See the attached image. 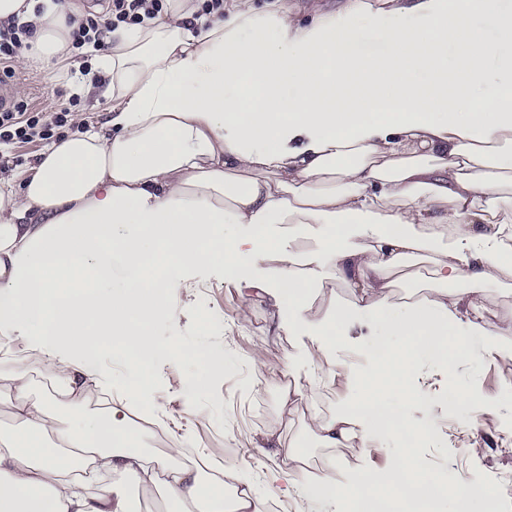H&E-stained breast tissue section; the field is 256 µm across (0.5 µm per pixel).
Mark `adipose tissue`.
<instances>
[{"mask_svg":"<svg viewBox=\"0 0 512 512\" xmlns=\"http://www.w3.org/2000/svg\"><path fill=\"white\" fill-rule=\"evenodd\" d=\"M0 0V21H33L24 61L71 55L78 0ZM190 0L113 33L93 65L109 78L106 121L38 156L21 184L0 178V356L24 339L54 381L31 395L24 374L0 373L16 424L0 435V512H133L129 488L162 487L183 512H261L252 478L232 467L204 490L179 464L128 443L126 407L71 422L57 397L80 403L92 355H160L150 318L173 298L182 268H235L274 257L271 279L244 286L289 304L288 330L311 336L329 362L371 324L400 336L368 367L369 397L342 401L308 430L322 448L368 444L381 428L416 432L399 407L422 360L450 362L486 335L487 285H512V8L503 0H352L347 12L303 21L251 0L229 18L189 25ZM481 25H474V18ZM496 32L486 39L484 29ZM235 233H227V225ZM318 250L299 258L298 238ZM416 256L427 287L395 296L394 273ZM126 285L104 292L115 265ZM351 296L319 314L307 286L320 266ZM289 485L315 512H438L442 487L406 454L376 478L304 474Z\"/></svg>","mask_w":512,"mask_h":512,"instance_id":"adipose-tissue-1","label":"adipose tissue"}]
</instances>
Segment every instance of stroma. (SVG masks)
<instances>
[{
    "instance_id": "stroma-1",
    "label": "stroma",
    "mask_w": 512,
    "mask_h": 512,
    "mask_svg": "<svg viewBox=\"0 0 512 512\" xmlns=\"http://www.w3.org/2000/svg\"><path fill=\"white\" fill-rule=\"evenodd\" d=\"M13 94L46 112L74 107L84 125L100 124L104 109H90L83 87H101L104 75L86 77L77 67L46 71L14 61ZM261 265L243 263L237 273L221 267L178 272L172 303L151 323L164 353L151 361L140 398L131 403L130 425L149 450L169 448L181 440L215 462L256 475L258 487L278 512H303L305 505L288 486L286 445L298 448L307 473L334 464L337 479L368 469L383 472L401 449L398 438L384 432L364 448H321L307 428L311 413H332L351 393L368 396L362 377L378 337L364 334L359 347L344 349L338 361L326 363L314 398L283 406L287 380L307 379L310 337L303 332L275 329L263 308L253 307L246 327L238 316L248 299L238 286L241 277L264 273ZM224 356L222 373L212 372L216 354ZM99 385L89 386L83 409H102V391L121 396L135 381L127 359L108 350L95 354ZM422 393L406 401L419 441L413 449L416 465L433 474L439 485L454 489L468 482L491 498L492 512H512V359L490 354L483 339H472L466 358L452 369L421 363ZM467 389L469 405H452L451 388ZM150 406L167 414L165 430L137 419Z\"/></svg>"
}]
</instances>
